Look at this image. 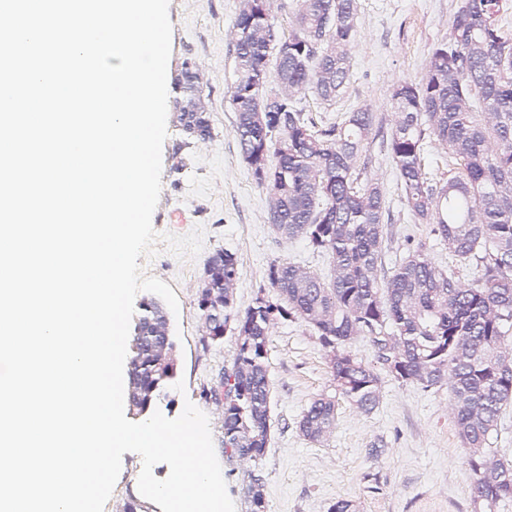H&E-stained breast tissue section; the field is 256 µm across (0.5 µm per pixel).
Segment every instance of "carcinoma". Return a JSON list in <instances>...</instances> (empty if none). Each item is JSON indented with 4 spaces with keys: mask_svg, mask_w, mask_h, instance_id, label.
<instances>
[{
    "mask_svg": "<svg viewBox=\"0 0 512 512\" xmlns=\"http://www.w3.org/2000/svg\"><path fill=\"white\" fill-rule=\"evenodd\" d=\"M257 15L238 13L236 26L261 24L275 36L270 0ZM512 0H460L419 80L393 87L399 115L384 132L375 113L359 108L330 121L299 98L282 109L268 103L278 82L331 107L349 84L350 46L358 28V0H295L297 33L269 69L266 42L234 43L239 81L229 103L236 112L240 155L258 186L278 201L269 214L277 234L301 238L330 263V275L296 277L297 266L269 263L263 290L240 311L235 302L238 260L227 250L209 259L211 273L197 296L205 342L236 340L231 365L210 391L224 398V450L240 461L265 456L270 442L268 344L277 320L300 319L326 349L334 393L311 400L298 422L321 441L336 426L343 401L372 412L381 378L349 350L369 339L393 379L426 391L448 389L457 433L471 472L472 512H512V461L496 448L502 411L512 404ZM263 77V87L252 83ZM179 120L200 140L212 137L194 64H183ZM429 141L442 149L429 172ZM395 163L403 210L429 225L472 271L462 288L451 269L433 264L427 243L389 268L385 242L396 221L382 185L369 179L373 146ZM177 370V343L166 309L140 303L128 340L127 406L152 415L168 400ZM250 512H267L261 475L247 474Z\"/></svg>",
    "mask_w": 512,
    "mask_h": 512,
    "instance_id": "carcinoma-1",
    "label": "carcinoma"
}]
</instances>
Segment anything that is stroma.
<instances>
[{
	"mask_svg": "<svg viewBox=\"0 0 512 512\" xmlns=\"http://www.w3.org/2000/svg\"><path fill=\"white\" fill-rule=\"evenodd\" d=\"M459 0H359L358 34L350 56L351 78L344 97L328 118L356 107L375 112L385 129L398 114L392 88L420 78L434 43L448 32ZM239 0H169L172 25L167 67V137L162 147L161 193L153 212L159 239L155 257H141L144 274L166 282L179 301L172 316L178 369L171 382L173 404L167 418L181 415L185 403L204 412L214 450L235 512H249L248 471L260 472L268 512H328L340 498L355 500L359 512H471V474L458 437L447 390L423 391L383 376L380 404L370 414L340 405L327 440L302 435L298 421L310 401L332 390L323 347L311 327L299 320L277 321L269 341L272 381L271 440L266 456L243 463L224 453L223 408L211 398L235 353V339L205 345V326L197 308L198 289L208 259L220 249L239 259L236 305L246 310L263 288L271 260L320 273L328 260L303 240L277 235L269 221L270 197L258 187L237 145L235 114L228 91L235 75L234 24ZM201 76L202 100L213 136H189L177 115L182 91L177 79L184 61ZM180 210L182 223L164 224L168 210ZM200 232L197 253L176 255L167 236ZM381 453H372L373 444ZM142 458L124 453L119 477L104 512H162L137 492Z\"/></svg>",
	"mask_w": 512,
	"mask_h": 512,
	"instance_id": "obj_1",
	"label": "stroma"
}]
</instances>
